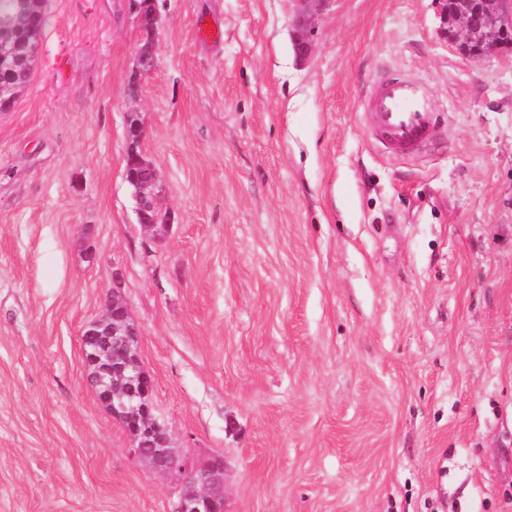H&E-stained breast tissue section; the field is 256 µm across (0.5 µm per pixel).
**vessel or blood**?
Instances as JSON below:
<instances>
[{
    "label": "vessel or blood",
    "mask_w": 512,
    "mask_h": 512,
    "mask_svg": "<svg viewBox=\"0 0 512 512\" xmlns=\"http://www.w3.org/2000/svg\"><path fill=\"white\" fill-rule=\"evenodd\" d=\"M362 117L376 142L396 156L421 151L435 124L427 94L399 73L385 74L373 86Z\"/></svg>",
    "instance_id": "obj_1"
}]
</instances>
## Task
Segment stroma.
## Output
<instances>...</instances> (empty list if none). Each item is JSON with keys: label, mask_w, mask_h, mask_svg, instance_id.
I'll return each instance as SVG.
<instances>
[{"label": "stroma", "mask_w": 512, "mask_h": 512, "mask_svg": "<svg viewBox=\"0 0 512 512\" xmlns=\"http://www.w3.org/2000/svg\"><path fill=\"white\" fill-rule=\"evenodd\" d=\"M157 5L137 81L130 0H45L0 112V512H173L82 357L116 273L156 414L223 455L231 512H512V45L460 54L437 0H330L300 62L297 0ZM380 69L429 89L428 155L372 145ZM144 127L138 113L131 110L127 113L125 137L127 149L125 156V180L132 188L135 201V213L138 223L147 231L156 232L159 219H162L159 208L161 192L160 179L153 163L136 150L144 138ZM130 188V189H131Z\"/></svg>", "instance_id": "stroma-1"}]
</instances>
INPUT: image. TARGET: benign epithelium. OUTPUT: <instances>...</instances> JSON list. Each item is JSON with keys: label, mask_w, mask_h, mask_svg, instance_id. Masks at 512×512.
<instances>
[{"label": "benign epithelium", "mask_w": 512, "mask_h": 512, "mask_svg": "<svg viewBox=\"0 0 512 512\" xmlns=\"http://www.w3.org/2000/svg\"><path fill=\"white\" fill-rule=\"evenodd\" d=\"M140 27L152 20L156 31L159 16L155 0H131ZM302 19L296 24L293 45L296 57L307 58L312 49L308 23L331 0H298ZM444 34L462 53L476 59L488 57L505 45L512 34V0H438ZM23 42L0 39V63L32 56ZM156 61V44L148 37L137 49V74L150 73ZM21 85L0 87V112L10 110ZM125 180L132 188L138 223L155 232L162 218L159 208L160 179L153 163L136 150L144 138L138 113H127ZM82 354L95 396L117 419L130 438L129 453L138 461L181 482L174 512H229L224 491V458L214 454L197 459L175 448L168 427L155 413V380L139 357L140 330L122 296V281L112 274V296L102 313L83 330Z\"/></svg>", "instance_id": "7a95c632"}]
</instances>
